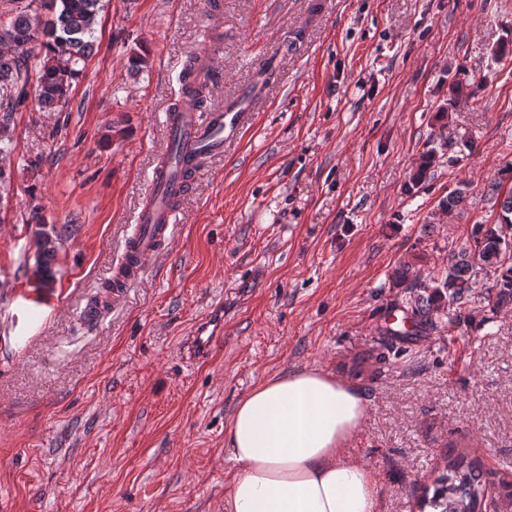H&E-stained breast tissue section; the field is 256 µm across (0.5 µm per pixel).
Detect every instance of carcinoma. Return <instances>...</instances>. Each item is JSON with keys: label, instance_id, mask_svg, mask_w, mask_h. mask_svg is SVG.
<instances>
[{"label": "carcinoma", "instance_id": "obj_1", "mask_svg": "<svg viewBox=\"0 0 512 512\" xmlns=\"http://www.w3.org/2000/svg\"><path fill=\"white\" fill-rule=\"evenodd\" d=\"M100 0H28L9 10L0 21V154L9 149V126L13 112L29 95H34L43 112H60L70 102L72 82L80 74L79 64L86 63L95 44V25ZM39 48L43 59L32 65L33 49ZM209 73L187 65L183 74L184 93L194 107L201 109ZM436 158V148L422 154L418 166L408 177L412 190L424 181ZM490 194L500 198L496 224L473 226V244L448 255V269L421 276L402 265L392 277V287L404 289V297L393 309L403 313L404 327L384 319L379 335L392 341L405 336H424L436 329L442 312L453 311L448 328L460 324L462 310L485 290L487 298L498 305L512 303V188L501 191L495 184ZM61 241L54 230H42L36 237V265L32 272L38 288H49L55 281L53 261ZM432 496L418 502L419 512H486L488 487L482 480L479 459L461 453L446 461L434 480Z\"/></svg>", "mask_w": 512, "mask_h": 512}]
</instances>
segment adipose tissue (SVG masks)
<instances>
[{
	"instance_id": "ef3b65f1",
	"label": "adipose tissue",
	"mask_w": 512,
	"mask_h": 512,
	"mask_svg": "<svg viewBox=\"0 0 512 512\" xmlns=\"http://www.w3.org/2000/svg\"><path fill=\"white\" fill-rule=\"evenodd\" d=\"M368 399L315 369L266 379L237 405L224 440L238 466L224 512H377V477L348 458Z\"/></svg>"
}]
</instances>
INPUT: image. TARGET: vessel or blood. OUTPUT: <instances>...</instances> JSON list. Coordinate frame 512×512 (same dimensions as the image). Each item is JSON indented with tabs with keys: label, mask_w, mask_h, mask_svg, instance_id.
<instances>
[{
	"label": "vessel or blood",
	"mask_w": 512,
	"mask_h": 512,
	"mask_svg": "<svg viewBox=\"0 0 512 512\" xmlns=\"http://www.w3.org/2000/svg\"><path fill=\"white\" fill-rule=\"evenodd\" d=\"M256 95V90H249L223 108L205 114L188 107L166 113L164 148L147 177L134 230L124 239L112 265L110 290L90 307V315L119 300L169 245L180 204L189 195L202 163L223 154L225 142L239 138L250 126ZM220 340V335L201 329L187 338L185 350L189 357L200 359Z\"/></svg>",
	"instance_id": "vessel-or-blood-1"
}]
</instances>
